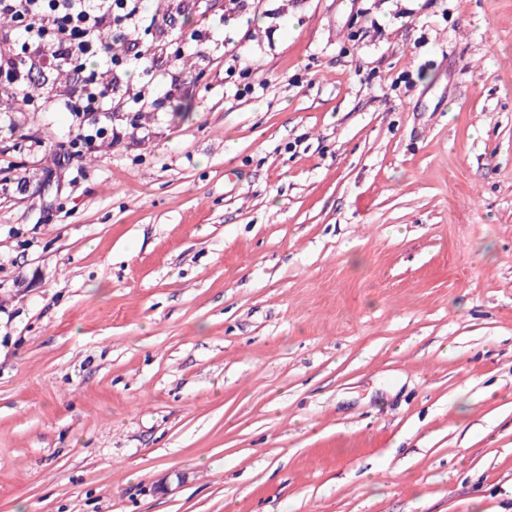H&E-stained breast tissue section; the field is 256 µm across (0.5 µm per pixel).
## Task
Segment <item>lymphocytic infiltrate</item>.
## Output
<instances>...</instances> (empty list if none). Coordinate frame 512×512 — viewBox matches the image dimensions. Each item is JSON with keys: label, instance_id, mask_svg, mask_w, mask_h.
Masks as SVG:
<instances>
[{"label": "lymphocytic infiltrate", "instance_id": "lymphocytic-infiltrate-1", "mask_svg": "<svg viewBox=\"0 0 512 512\" xmlns=\"http://www.w3.org/2000/svg\"><path fill=\"white\" fill-rule=\"evenodd\" d=\"M141 0H0V16L17 25L18 40H0V78L24 85L26 72L21 59L50 62L100 59L106 73L120 72L131 62L151 66L153 49H134L120 56L104 41V34L125 36L141 21ZM116 83L103 84L89 78L73 97L58 105L74 113H99L112 109Z\"/></svg>", "mask_w": 512, "mask_h": 512}]
</instances>
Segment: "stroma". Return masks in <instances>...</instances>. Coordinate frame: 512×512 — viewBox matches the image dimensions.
<instances>
[{
    "label": "stroma",
    "mask_w": 512,
    "mask_h": 512,
    "mask_svg": "<svg viewBox=\"0 0 512 512\" xmlns=\"http://www.w3.org/2000/svg\"><path fill=\"white\" fill-rule=\"evenodd\" d=\"M169 10L0 81V512H512V0ZM118 87L117 82L113 83V78L105 85L92 76L74 98L57 99L52 106L74 113L112 112V92L118 91Z\"/></svg>",
    "instance_id": "obj_1"
}]
</instances>
